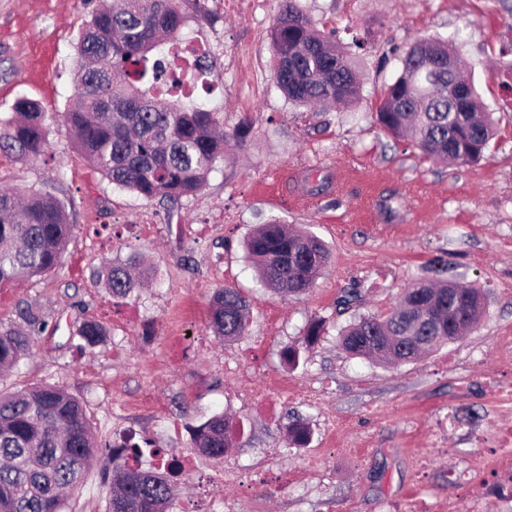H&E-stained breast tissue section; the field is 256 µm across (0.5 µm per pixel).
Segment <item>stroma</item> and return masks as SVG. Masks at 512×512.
Returning <instances> with one entry per match:
<instances>
[{
  "label": "stroma",
  "instance_id": "35a3bbf8",
  "mask_svg": "<svg viewBox=\"0 0 512 512\" xmlns=\"http://www.w3.org/2000/svg\"><path fill=\"white\" fill-rule=\"evenodd\" d=\"M317 29L335 32L355 57L360 92L349 105L304 107L276 85L270 32L277 0L257 11L222 0H186L187 48L207 50L197 102L217 109L225 130L247 134L196 194L164 204L116 187L79 154L62 114L77 84L75 45L90 19L88 0H0V117L15 100L38 102L47 151L21 158L0 150V187L49 192L76 229L60 268L0 288V325L19 301L52 317L0 390L49 382L83 401L100 446L67 512H106L113 430L131 421L152 447L187 452L186 430L213 414L229 418L232 446L205 467L248 472L260 458L288 475L285 491L265 483L214 488L240 512H470L475 489L495 483L489 438L512 429V0H297ZM424 38L454 41L497 128L476 162L435 161L388 133L376 112L401 59ZM318 236L331 260L302 298L272 294L247 258L249 233L269 220ZM204 225L199 239L180 229ZM138 255L148 284L112 296L97 273L107 261ZM455 278L483 291L474 330L420 360L386 365L353 358L337 340L356 317L383 314L421 280ZM229 287L250 303L247 335L222 341L207 327L213 293ZM360 289L361 304L338 301ZM96 320L106 345L79 351L75 331ZM318 342L301 343L312 323ZM187 333V356L165 357L173 330ZM300 347L296 366L283 358ZM239 362L237 377L224 364ZM312 394L281 399L277 384ZM158 403L138 411L141 399ZM309 442L286 445L295 422ZM182 430L171 437L169 423Z\"/></svg>",
  "mask_w": 512,
  "mask_h": 512
}]
</instances>
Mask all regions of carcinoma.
<instances>
[{
  "mask_svg": "<svg viewBox=\"0 0 512 512\" xmlns=\"http://www.w3.org/2000/svg\"><path fill=\"white\" fill-rule=\"evenodd\" d=\"M185 23L183 0H99L77 44L80 61L75 101L64 112L75 145L117 187L146 200H177L201 190L230 141L243 132H220L221 113L189 99L186 90L206 74L181 67L178 34ZM274 78L289 101L309 106L348 104L357 96L356 63L312 19L281 0L271 31ZM448 68L433 73V58ZM459 54L442 39L410 46L402 70L388 86L377 119L390 134L422 153L443 159L483 157L494 122L475 84L458 77ZM49 130L39 104L18 98L0 119V149L31 157L48 145ZM65 204L34 192L20 199L0 189V287L56 270L74 231ZM247 256L275 293L309 292L330 262L313 235L294 233L276 221L260 224L245 242ZM136 256L101 269L113 295L137 287ZM485 311L480 289L450 280L419 282L406 289L385 316L361 315L340 335L352 357L384 363L416 360L458 340ZM49 316L38 303L17 304L16 318L0 326V370L29 354L33 336ZM249 303L234 288L217 290L209 327L226 340L245 335ZM80 347L103 345L109 330L95 320L76 330ZM190 447L221 458L231 447V427L218 413L196 426ZM97 442L80 401L52 383L0 393V512H64L67 493L78 486L97 452ZM108 512H168L174 495L169 472L122 461L107 477Z\"/></svg>",
  "mask_w": 512,
  "mask_h": 512,
  "instance_id": "obj_1",
  "label": "carcinoma"
}]
</instances>
